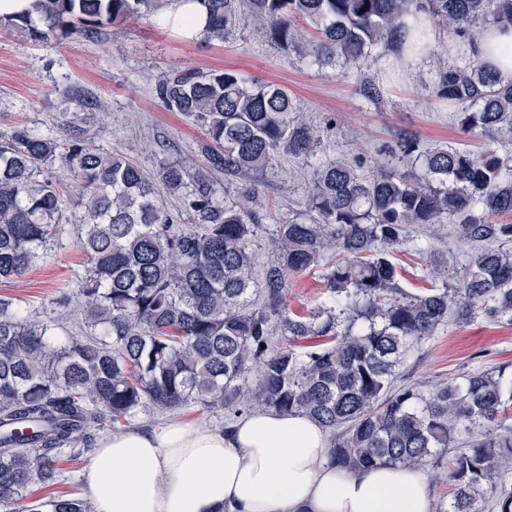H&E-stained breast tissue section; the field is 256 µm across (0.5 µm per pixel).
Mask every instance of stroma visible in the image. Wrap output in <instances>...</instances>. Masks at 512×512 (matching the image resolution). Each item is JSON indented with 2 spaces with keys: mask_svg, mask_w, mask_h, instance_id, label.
I'll list each match as a JSON object with an SVG mask.
<instances>
[{
  "mask_svg": "<svg viewBox=\"0 0 512 512\" xmlns=\"http://www.w3.org/2000/svg\"><path fill=\"white\" fill-rule=\"evenodd\" d=\"M457 44L438 32L434 52L422 66H402L396 54L374 59L368 73L384 88L380 106L365 104L354 92L353 74L344 69H318L297 53L274 46L263 31L241 26L225 41L188 40L153 20L129 18L105 25L94 39L33 41L18 30L0 25V139L21 128L53 129L59 136L83 133L92 146L119 152L156 176L163 164L200 166L199 147L205 128L165 109L155 94L161 76L172 71L232 69L246 78L287 88L305 118L328 128L322 159L374 155L382 143L403 131L412 132L421 147L461 145L481 155L494 149L512 150V141L461 132L456 106L433 92L440 58H454ZM92 92V115L69 104L68 87ZM314 178L301 160L280 154L258 174L254 183L263 215L260 235L270 241L275 225L299 212ZM470 247L444 226L433 233L412 228V237L398 246L395 262L407 292L419 293L441 284L434 265L461 270ZM86 260L76 245V230L66 224L60 244L23 276L0 280V298L21 302L33 315L50 317L53 301L71 294L67 309L70 329L84 316L73 280ZM325 291L321 270L297 273L289 280L290 313L305 316ZM512 368V317L490 321L478 316L466 323L448 321L433 336L413 345L397 369L395 383L423 393L477 370ZM85 459L61 456L63 481L33 483L28 500L83 496L79 475Z\"/></svg>",
  "mask_w": 512,
  "mask_h": 512,
  "instance_id": "stroma-1",
  "label": "stroma"
}]
</instances>
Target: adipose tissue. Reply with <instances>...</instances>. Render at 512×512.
Returning <instances> with one entry per match:
<instances>
[{
	"label": "adipose tissue",
	"instance_id": "obj_1",
	"mask_svg": "<svg viewBox=\"0 0 512 512\" xmlns=\"http://www.w3.org/2000/svg\"><path fill=\"white\" fill-rule=\"evenodd\" d=\"M422 10L408 17L400 56L427 58L435 42ZM166 26L199 37L202 0H167ZM476 51L512 80V30L484 29ZM94 512H431L427 477L399 464L351 472L330 458L325 429L303 415L243 413L224 429L171 421L103 437L83 472Z\"/></svg>",
	"mask_w": 512,
	"mask_h": 512
}]
</instances>
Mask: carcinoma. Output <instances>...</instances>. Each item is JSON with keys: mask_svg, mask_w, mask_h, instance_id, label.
Here are the masks:
<instances>
[{"mask_svg": "<svg viewBox=\"0 0 512 512\" xmlns=\"http://www.w3.org/2000/svg\"><path fill=\"white\" fill-rule=\"evenodd\" d=\"M164 0H38L37 15L8 25L34 41L94 38L103 26L155 14ZM416 0H204V37L222 41L248 22L320 69L356 70L367 102L381 89L363 72L373 57L396 53ZM428 19L462 54L439 68L435 96L457 106L465 133L512 134V80L482 65L475 36L512 27V0H425ZM318 39L306 41L295 21ZM155 92L163 106L202 124V167L178 163L147 177L124 156L80 136L36 128L0 141V280L24 275L62 236L68 209L81 215L76 244L87 258L75 274L84 329L57 317L34 320L0 299V507L41 512L25 501L36 481L61 479L56 459L90 446L93 430L129 424L144 412L191 404L229 417L256 408L302 414L331 435L337 465L425 466L451 454L439 478L455 485L451 512H512V492L496 479L512 470V429L499 416L512 405V372H473L424 396L396 386L411 345L448 320L512 316V153L476 156L457 147L420 150L404 132L373 156L324 163L321 130L299 113L284 87L257 84L233 70L174 71ZM279 153L312 166L304 210L276 225L272 255L252 285L259 243V195L229 188ZM61 160L77 181L63 198L46 168ZM176 195L180 209L166 208ZM192 224H181V216ZM413 224L455 226L472 246L452 284L406 292L392 262ZM324 271L326 298L307 316L286 305L288 278ZM301 349L271 346L274 331ZM52 512H91L79 497L50 501Z\"/></svg>", "mask_w": 512, "mask_h": 512, "instance_id": "1", "label": "carcinoma"}]
</instances>
